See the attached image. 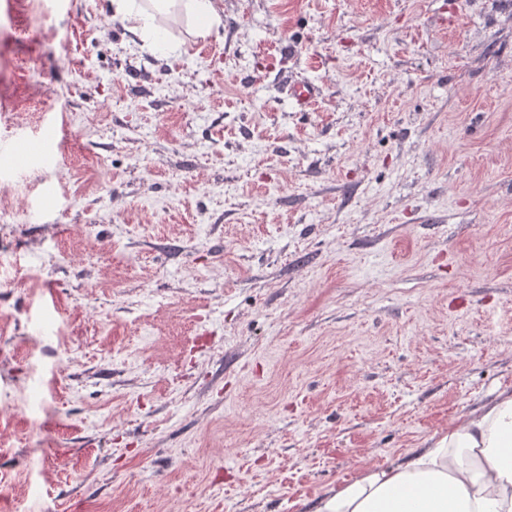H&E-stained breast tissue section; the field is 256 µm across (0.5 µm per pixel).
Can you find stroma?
Segmentation results:
<instances>
[{"mask_svg": "<svg viewBox=\"0 0 512 512\" xmlns=\"http://www.w3.org/2000/svg\"><path fill=\"white\" fill-rule=\"evenodd\" d=\"M217 5L0 0V512H311L512 393V0ZM136 0H113L112 8L114 13L123 18L133 20L139 25L135 29H141L147 25L155 17V12L168 11L170 8H177L183 5L198 20L201 21L204 30H210L220 23L216 0H150L146 10L141 9L139 12L133 11V5Z\"/></svg>", "mask_w": 512, "mask_h": 512, "instance_id": "1", "label": "stroma"}]
</instances>
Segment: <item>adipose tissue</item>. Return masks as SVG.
Returning <instances> with one entry per match:
<instances>
[{
	"label": "adipose tissue",
	"instance_id": "obj_1",
	"mask_svg": "<svg viewBox=\"0 0 512 512\" xmlns=\"http://www.w3.org/2000/svg\"><path fill=\"white\" fill-rule=\"evenodd\" d=\"M134 2L112 0V8L142 27L179 5L204 29L220 22L216 0H150L140 11ZM313 512H512V393L465 415L403 462L345 482Z\"/></svg>",
	"mask_w": 512,
	"mask_h": 512
}]
</instances>
